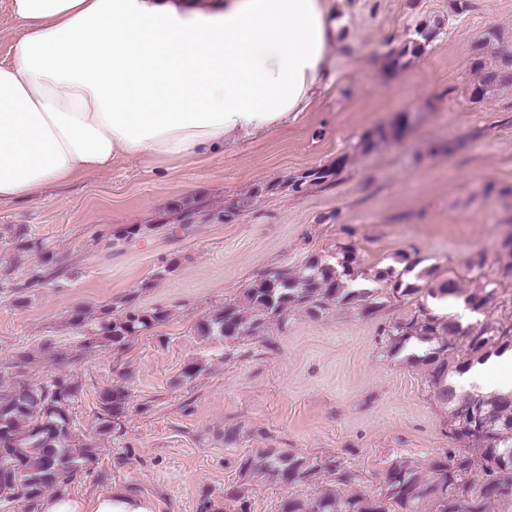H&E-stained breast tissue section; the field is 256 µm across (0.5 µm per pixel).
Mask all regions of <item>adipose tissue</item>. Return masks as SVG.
<instances>
[{
  "mask_svg": "<svg viewBox=\"0 0 512 512\" xmlns=\"http://www.w3.org/2000/svg\"><path fill=\"white\" fill-rule=\"evenodd\" d=\"M0 60V201L104 171L222 152L284 127L328 87L330 0H11ZM42 512H155L123 488ZM19 34L10 14V0H0V60L9 58Z\"/></svg>",
  "mask_w": 512,
  "mask_h": 512,
  "instance_id": "adipose-tissue-1",
  "label": "adipose tissue"
}]
</instances>
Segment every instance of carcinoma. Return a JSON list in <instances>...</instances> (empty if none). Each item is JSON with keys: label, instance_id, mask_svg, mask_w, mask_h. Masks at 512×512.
Here are the masks:
<instances>
[{"label": "carcinoma", "instance_id": "carcinoma-1", "mask_svg": "<svg viewBox=\"0 0 512 512\" xmlns=\"http://www.w3.org/2000/svg\"><path fill=\"white\" fill-rule=\"evenodd\" d=\"M436 34L426 25L416 29L414 37L390 51L392 64L405 66L420 57ZM472 69L474 101L512 85V54L494 65L477 57ZM403 126L400 122L376 129L361 141V149L369 151L379 142L399 138ZM345 165L346 159L339 158L335 167L314 169L288 188L300 192L307 184L327 182ZM13 241L19 259L27 252L40 254V265L30 269V282L52 274L55 255L30 238L26 226L13 228ZM420 263L400 253L392 263L368 271L354 245L340 243L334 253L312 255L292 270L271 267L256 273L239 298L224 302L195 325L197 335L232 344L245 336H261L274 326L285 328L288 315L296 310L320 317L335 308H355L371 318L388 306L411 302L423 289L434 300L462 302L475 318H444L417 302L380 330L382 348L390 355L423 346L421 353L408 355V361L423 368L431 395L447 413L448 437L464 447L448 449L425 467L408 458L396 460L386 471L384 491L375 496L346 494V489L363 482V473L334 457L259 448L241 459L242 474H263L288 488L315 484L325 473L334 476L313 499L285 496L279 512H512V393L462 392L450 384L452 375L474 362L512 349V311L498 316L490 312L499 281L481 273L492 263L499 278L512 279V237L493 259L485 252L470 257L467 266L475 275L466 284L455 274L440 275L437 268H422ZM168 316L167 309L143 310L128 296L103 310L87 348L101 342L119 346ZM80 395L81 385L62 376L36 386L18 382L0 389V503L23 500L27 512H40L46 492L69 491L95 460V444L74 431L71 409ZM100 399L99 432L121 433L130 408L128 389L113 385Z\"/></svg>", "mask_w": 512, "mask_h": 512}]
</instances>
